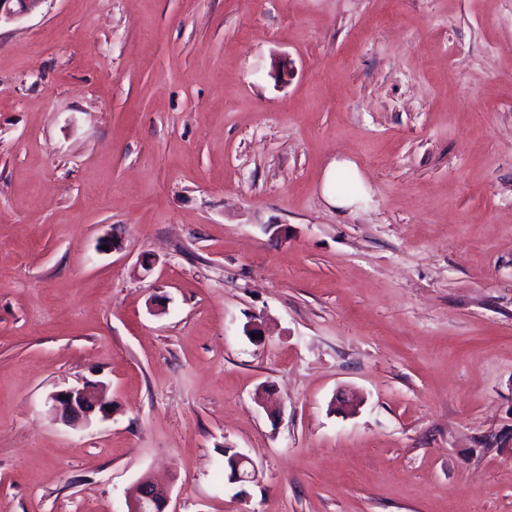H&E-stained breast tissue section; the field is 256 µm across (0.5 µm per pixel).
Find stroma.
Instances as JSON below:
<instances>
[{
    "mask_svg": "<svg viewBox=\"0 0 512 512\" xmlns=\"http://www.w3.org/2000/svg\"><path fill=\"white\" fill-rule=\"evenodd\" d=\"M85 381L112 416L73 429ZM147 474L170 512H512V0L0 23V512ZM343 174H349L360 182L359 172L351 162L334 161L324 175L322 193L327 201L337 208H347L355 205L358 199L352 195L336 193V183ZM52 409L65 422L75 425L88 422L90 416L99 413L101 420L109 414V404L94 396L86 386H73L50 395Z\"/></svg>",
    "mask_w": 512,
    "mask_h": 512,
    "instance_id": "obj_1",
    "label": "stroma"
}]
</instances>
